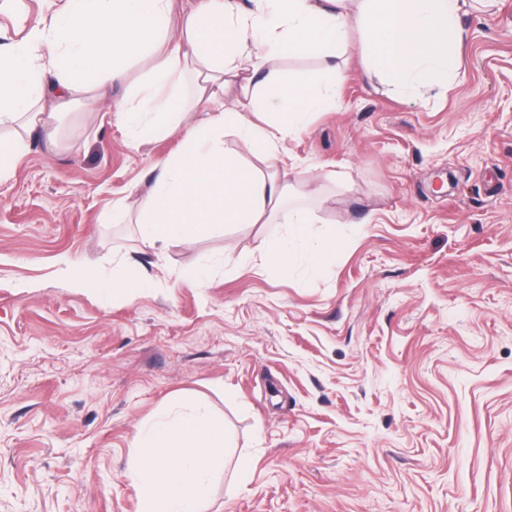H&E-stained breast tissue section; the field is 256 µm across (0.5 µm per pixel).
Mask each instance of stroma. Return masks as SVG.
Segmentation results:
<instances>
[{"instance_id":"obj_1","label":"stroma","mask_w":512,"mask_h":512,"mask_svg":"<svg viewBox=\"0 0 512 512\" xmlns=\"http://www.w3.org/2000/svg\"><path fill=\"white\" fill-rule=\"evenodd\" d=\"M464 26L447 94L413 97L351 28L335 107L286 143L289 180L324 184L286 269L260 259L276 221L157 253L113 221L179 137L131 148L103 109L33 142L0 185V512H137L136 430L176 395L249 463L208 512H512V0ZM116 255L147 285L60 274ZM63 272L73 288L93 289L100 294L113 295L124 287V284L119 281L101 279L85 267L73 262L67 263Z\"/></svg>"}]
</instances>
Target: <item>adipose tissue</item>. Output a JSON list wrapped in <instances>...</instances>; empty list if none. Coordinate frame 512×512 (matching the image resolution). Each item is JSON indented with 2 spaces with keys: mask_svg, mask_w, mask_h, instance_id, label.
<instances>
[{
  "mask_svg": "<svg viewBox=\"0 0 512 512\" xmlns=\"http://www.w3.org/2000/svg\"><path fill=\"white\" fill-rule=\"evenodd\" d=\"M346 2L198 0L187 10L180 0H64L48 20L16 13L20 38L0 44V184L32 139L50 152L62 146L68 112L105 106L133 145L182 138L181 152L155 164L137 211L112 204L113 216L134 213L145 248L279 218L290 236L264 240L263 252L288 264L291 246L313 235L307 201L320 186L289 184L284 143L335 106L334 58L351 25L363 31L371 70L407 95L422 87L445 94L466 36L468 0H357L354 17ZM316 53L327 63L300 85L279 65ZM148 55L147 79L130 84L131 63ZM116 87L122 97H112ZM200 111L204 120H192ZM228 135L239 150L225 147ZM226 465L223 426L205 407L160 409L137 430V512H204Z\"/></svg>",
  "mask_w": 512,
  "mask_h": 512,
  "instance_id": "obj_1",
  "label": "adipose tissue"
}]
</instances>
